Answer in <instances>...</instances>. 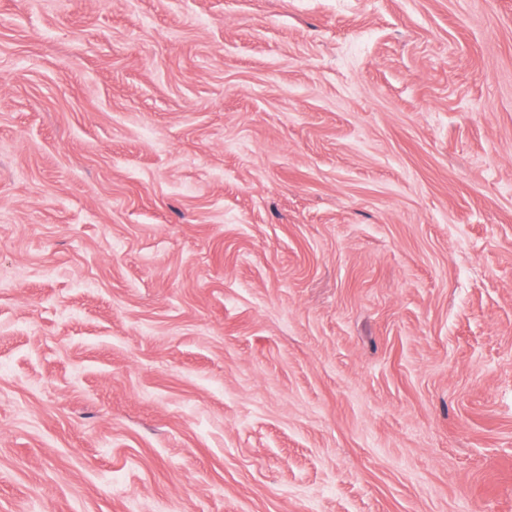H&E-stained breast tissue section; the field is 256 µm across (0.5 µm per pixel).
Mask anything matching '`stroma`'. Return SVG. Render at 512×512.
<instances>
[{"instance_id": "obj_1", "label": "stroma", "mask_w": 512, "mask_h": 512, "mask_svg": "<svg viewBox=\"0 0 512 512\" xmlns=\"http://www.w3.org/2000/svg\"><path fill=\"white\" fill-rule=\"evenodd\" d=\"M0 512H512V0H0Z\"/></svg>"}]
</instances>
